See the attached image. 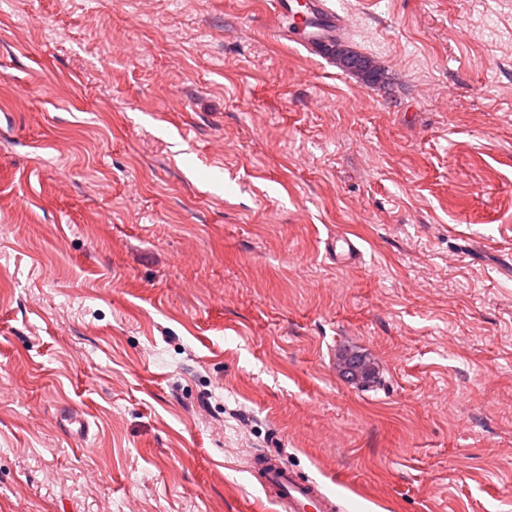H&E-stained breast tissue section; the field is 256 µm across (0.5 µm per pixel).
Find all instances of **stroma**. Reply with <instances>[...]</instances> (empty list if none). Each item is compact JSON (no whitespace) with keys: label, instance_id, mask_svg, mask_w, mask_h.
Listing matches in <instances>:
<instances>
[{"label":"stroma","instance_id":"obj_1","mask_svg":"<svg viewBox=\"0 0 512 512\" xmlns=\"http://www.w3.org/2000/svg\"><path fill=\"white\" fill-rule=\"evenodd\" d=\"M334 4L0 0V512H512V0ZM329 1L271 0L274 13L287 20L275 30L277 37L315 55H326L333 43L344 41L353 31L349 15L337 12ZM255 479L266 496L285 512H334L336 505L312 480H302L273 454L265 455Z\"/></svg>","mask_w":512,"mask_h":512}]
</instances>
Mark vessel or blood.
<instances>
[{
  "label": "vessel or blood",
  "instance_id": "1",
  "mask_svg": "<svg viewBox=\"0 0 512 512\" xmlns=\"http://www.w3.org/2000/svg\"><path fill=\"white\" fill-rule=\"evenodd\" d=\"M271 5L284 20L277 37L318 56L325 55L333 43L349 38L353 30L348 15L333 9L329 0H271ZM255 479L283 512H335V504L316 482L298 478L276 455L262 458Z\"/></svg>",
  "mask_w": 512,
  "mask_h": 512
}]
</instances>
